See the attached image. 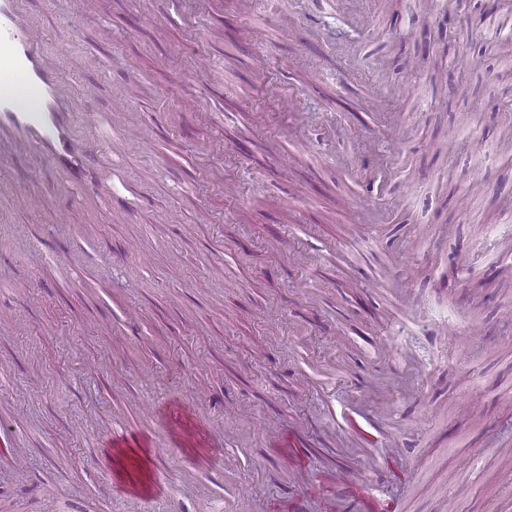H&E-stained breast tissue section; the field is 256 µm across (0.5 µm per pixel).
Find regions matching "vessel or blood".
I'll list each match as a JSON object with an SVG mask.
<instances>
[{
	"instance_id": "1",
	"label": "vessel or blood",
	"mask_w": 512,
	"mask_h": 512,
	"mask_svg": "<svg viewBox=\"0 0 512 512\" xmlns=\"http://www.w3.org/2000/svg\"><path fill=\"white\" fill-rule=\"evenodd\" d=\"M131 110L123 99H116L111 111L77 113L63 88L58 70L43 55L34 24L23 21L19 0H0V145H7L16 157L38 155L69 185L100 194L105 204L120 201L136 210L138 192L131 182L112 170L101 153L111 132L119 130ZM87 129L85 140L74 134L75 123ZM136 309H124L118 320L103 324V335L122 331L133 334L137 328ZM479 333L477 324L465 316L441 322L432 330L430 341L437 347L456 346ZM304 377L329 415L335 428L331 446L338 457L361 455L359 466L327 468L309 450L307 438L295 429L272 437L268 445L287 452L300 471L303 492L289 500L290 512H308L312 495L321 494V512H406V502L391 505L380 502L391 471V461L407 471L415 470L413 455L398 428L384 412L366 413L364 399L372 383L364 377L328 374L304 367ZM153 426L147 431L120 427L98 433V453L104 449L126 448L131 455L125 466L109 467L101 483L104 495H120L135 500L141 512H152L163 499L173 476L164 464L165 454H187L192 448L210 449L206 473L223 464L215 452L214 432L191 410L172 402L148 407ZM97 455L92 466H100Z\"/></svg>"
}]
</instances>
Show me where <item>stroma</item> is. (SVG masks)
I'll list each match as a JSON object with an SVG mask.
<instances>
[{"label":"stroma","instance_id":"35a3bbf8","mask_svg":"<svg viewBox=\"0 0 512 512\" xmlns=\"http://www.w3.org/2000/svg\"><path fill=\"white\" fill-rule=\"evenodd\" d=\"M179 0L165 32H157L153 0H95L72 11L64 0H22L25 19L42 33L47 60L62 67L81 111H109L128 101L133 116L112 145L121 175L143 192L137 216L113 217L93 195L75 197L38 156L0 160V226L11 239L0 247V422L18 443L17 468L0 470V512H138L131 500L104 496L89 466L97 430L145 429L148 404L170 399L224 424L208 397L221 391L242 407L222 450L224 479L210 482L182 457H170L176 476L167 500L153 512H254L288 490L264 444L288 419L305 420L314 437L330 423L314 412L299 364L362 366L380 387L374 401L402 410L408 439L423 450L427 474L409 512H512V445L496 435L512 418V299L478 297L469 280L449 277L450 249L479 255V242L512 218L499 180L506 169L492 139L482 136L450 164L424 177L436 149L458 141L460 112L482 109L481 126L496 124L495 107L512 99V83L497 62L468 68L469 79L433 107L431 74L393 66L397 45L413 47L421 23L414 0ZM434 38L450 58L472 57L486 39L473 19L430 18ZM265 47L256 51L253 38ZM97 49L111 70L90 65L85 76L69 60ZM288 56L305 94L308 114L300 138L309 151H291L282 136L288 121L286 88L277 64ZM215 57L219 75L196 74ZM136 67L127 78V64ZM392 94V111L356 114L374 91ZM222 104L224 136L206 139L203 92ZM403 139L387 143L393 123ZM249 141L243 162L226 143ZM294 154L296 212L282 207L276 166ZM471 198L447 214V191ZM43 207L30 203L32 195ZM71 210L56 225L52 210ZM369 208L352 226L348 210ZM359 252L346 257L349 235ZM295 249L293 261L281 241ZM140 245L146 265L113 261L127 244ZM71 265L52 264L53 250ZM397 250L414 265L410 278L387 281L388 291L412 304L422 320L480 305V335L471 356L456 364L450 352L429 356L422 336H397L393 356L358 363L366 338L387 321L382 309L360 300L349 279L350 261ZM126 282L120 306L137 308L141 330L99 333L111 312L105 281ZM479 448L469 474L458 460Z\"/></svg>","mask_w":512,"mask_h":512}]
</instances>
